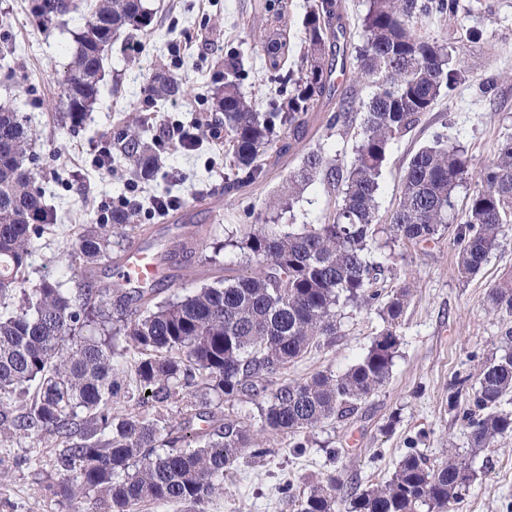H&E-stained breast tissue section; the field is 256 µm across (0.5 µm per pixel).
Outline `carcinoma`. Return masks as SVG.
I'll return each instance as SVG.
<instances>
[{
	"instance_id": "carcinoma-1",
	"label": "carcinoma",
	"mask_w": 512,
	"mask_h": 512,
	"mask_svg": "<svg viewBox=\"0 0 512 512\" xmlns=\"http://www.w3.org/2000/svg\"><path fill=\"white\" fill-rule=\"evenodd\" d=\"M367 3L350 81L367 83L372 93L366 102L343 99L329 122L339 135L360 122L354 158L345 167L320 149L308 151L288 192L269 205L292 211L300 191L319 176L335 196V210L320 224L298 228L273 217L214 242L208 260L232 247L251 273L200 288L183 284L163 300L156 288L142 292L82 280L67 288L49 276L30 282L37 241L58 215L33 172L27 120L0 102V431L53 440L66 471L56 495L90 500V512H130L140 502L206 512L244 454L263 458L280 435L299 439L326 420L353 417L389 381L410 290L386 286L384 266L372 256L378 233L392 243L421 244L451 230L457 273L467 281L512 224V136L477 173L458 135L436 136L410 159L397 205L381 219L379 177L391 145L420 122L442 90L462 83L466 50L463 42L450 46L417 30L436 15H457L460 0ZM339 7L338 0L310 6L297 77L284 71L286 34L265 30L263 68L279 84L267 112L242 91L238 63H224V85L213 93L210 111L234 169L227 189L261 181L258 159L277 143L276 127H300L331 95L338 35H346ZM73 13L83 25L73 32L75 49L57 77L71 133L97 104L107 38L123 29L143 31L152 21L144 0H31L33 21L45 32ZM146 91L158 107L181 94L182 85L161 64ZM160 141L144 117L130 114L122 133L107 138L99 161L116 164L133 182L150 180L160 169ZM473 178L476 185L459 210L455 190ZM136 217L128 204L93 224L76 225L69 269L112 267V248L121 252L127 238L145 232ZM485 302L511 317L512 278L491 284ZM348 305L375 306L383 322L366 353L338 375L321 371L299 382L284 380L288 365L335 343L338 309ZM502 340V353L487 359L477 378L457 375L450 383L448 406L469 429L473 453L512 435V411L502 409L512 394V327ZM126 371L137 393H127L132 408L118 415L112 401ZM180 395L189 400L182 420L171 424L164 411ZM259 397L257 427L224 413L226 403ZM472 479L469 456L455 448L437 464L410 451L389 479L347 496L340 495L334 475L300 492L285 485L281 493L292 512H451Z\"/></svg>"
}]
</instances>
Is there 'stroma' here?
Returning a JSON list of instances; mask_svg holds the SVG:
<instances>
[{"label": "stroma", "mask_w": 512, "mask_h": 512, "mask_svg": "<svg viewBox=\"0 0 512 512\" xmlns=\"http://www.w3.org/2000/svg\"><path fill=\"white\" fill-rule=\"evenodd\" d=\"M29 2L0 0V44L10 40L22 48L11 72L0 69V96L13 98L17 110L30 116V149L46 178L47 201L58 212L57 223L39 240L32 257V279L59 276L69 262L75 225L94 222L97 205L107 196L116 206L125 200L140 203L138 219L150 227L147 243L174 276L164 296L177 292L188 279L198 287L229 273L244 274L250 266L239 251L225 248L219 263L208 264L182 252L178 243L200 225L224 238L244 225L264 222L270 216L269 201L287 190L309 150L323 149L327 158L345 166L353 159L356 131L342 137L327 128L349 89L336 72L331 97L295 132L280 130L283 151L262 156L267 170L262 182L225 192L229 161L223 150L205 142L187 151L168 137L160 149L158 174L150 181L130 183L110 168L99 167L106 139L135 109L156 129L186 131L206 122L214 77L228 52L241 53L242 88L260 110H267L275 85L251 36L254 27L267 24L262 0H146L153 11L148 30L124 33L114 41L104 62L99 100L84 128L75 133L63 128L57 107L61 88L56 74L70 59V30L60 27L43 33L32 21ZM312 2L285 0L279 25L290 39L288 69L296 68L304 50L302 21ZM463 2L465 12L431 18L421 32L448 43L469 31L480 32V40L467 45L465 80L451 94L441 95L419 124L390 148L379 180L380 216L396 207L400 177L410 158L447 124L460 130L474 169L492 159L500 142L512 135V0ZM161 62L193 94L169 99L157 109L150 107L144 89ZM489 80L494 83L492 91L477 95V86ZM161 191L180 199L168 225L145 208L147 199ZM330 209L317 180L300 193L292 215H281L279 221L317 224ZM375 255L391 286L410 289L388 383L355 418L320 424L306 447H296L292 437L282 435L261 461L241 458L225 476L223 492L210 499L207 512H290L279 492L284 483L302 488L331 474L345 487L362 489L389 478L409 450L433 461L443 459L451 447L470 450L468 429L448 409V387L455 375H477L481 364L500 351L502 332L512 327V317L489 312L485 302L489 285L512 274V227L506 228L487 264L468 281L458 279L455 250L444 237L427 244L383 246ZM381 326L373 309L343 308L335 345L311 351L290 365L288 380L300 381L323 370L343 373L366 352ZM57 457L51 441L0 436V512H75V504L54 493L64 476ZM472 467L474 478L453 512H512V436L474 453Z\"/></svg>", "instance_id": "35a3bbf8"}]
</instances>
